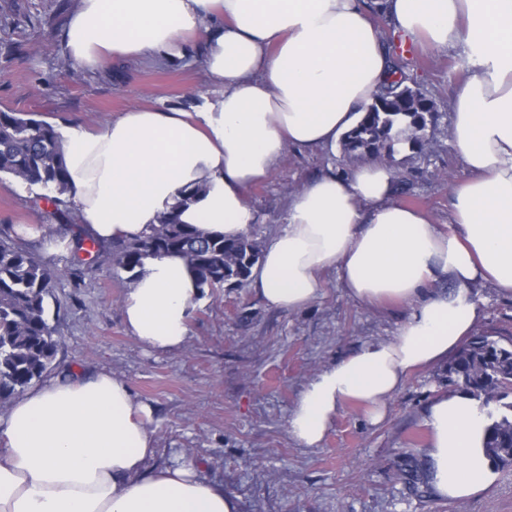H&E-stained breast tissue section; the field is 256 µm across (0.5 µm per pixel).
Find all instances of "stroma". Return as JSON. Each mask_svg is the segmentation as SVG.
<instances>
[{
	"instance_id": "35a3bbf8",
	"label": "stroma",
	"mask_w": 512,
	"mask_h": 512,
	"mask_svg": "<svg viewBox=\"0 0 512 512\" xmlns=\"http://www.w3.org/2000/svg\"><path fill=\"white\" fill-rule=\"evenodd\" d=\"M77 4L0 0V109L33 112L53 125L74 121L100 129L134 106L187 108L215 98L193 56L164 64L107 61L93 71L65 68L62 37ZM408 59L440 120L433 156L407 150L397 156L412 191L402 202L444 224L452 190L467 177L450 142L448 112L467 64L457 52L419 46ZM327 163L345 173L363 160L338 147L321 155L289 150L273 174L246 194L259 217L249 237L265 244L286 221L289 187L301 186ZM46 193L0 178V225L33 228L37 253L58 272L54 295L46 300L61 340L55 368L111 370L152 405L156 452L150 467L163 469L180 456L193 460L200 477L223 483L237 497L240 512H512V467L499 469L488 491L463 501L403 491L401 456L422 455L428 446L422 410L443 387V367L410 374L380 424L349 404L318 447H304L290 433L289 418L309 381L350 350L390 339L406 309L350 300L334 271L325 273L321 295L294 312L267 308L246 286L208 289L190 319L188 344L173 353L154 352L125 328L121 303L131 283L111 255H84L82 284L71 286L67 243L76 228L52 215ZM479 302L477 333L512 337V298L485 286Z\"/></svg>"
}]
</instances>
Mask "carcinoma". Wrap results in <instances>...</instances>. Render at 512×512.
I'll return each instance as SVG.
<instances>
[{"mask_svg":"<svg viewBox=\"0 0 512 512\" xmlns=\"http://www.w3.org/2000/svg\"><path fill=\"white\" fill-rule=\"evenodd\" d=\"M409 61L397 49L391 54L392 80L384 84L359 123L342 137L343 151L384 161L394 169L396 189H403L395 155L403 149L427 156L438 118L436 112L417 108L435 102L426 94L416 99L405 95ZM54 191L43 200L65 214L67 169L64 151L53 125L27 112L0 110V174ZM114 261L130 278L149 256L170 252L184 256L197 272L201 285L219 289L241 287L260 258L255 242L244 236L226 240L206 238L175 215L165 217L133 240L107 245ZM54 272L36 255L32 243L13 233V225H0V399L41 379L51 367L59 342L46 316L45 299L52 296ZM448 389H463L484 403L498 404L488 412L485 450L494 464L512 467V343L504 345L491 335H478L461 348L445 370ZM399 479L408 494L421 496L430 490L426 463L408 460Z\"/></svg>","mask_w":512,"mask_h":512,"instance_id":"cac0c4a2","label":"carcinoma"}]
</instances>
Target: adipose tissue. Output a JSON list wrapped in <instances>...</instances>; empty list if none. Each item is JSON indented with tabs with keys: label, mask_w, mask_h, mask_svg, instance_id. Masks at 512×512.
I'll return each instance as SVG.
<instances>
[{
	"label": "adipose tissue",
	"mask_w": 512,
	"mask_h": 512,
	"mask_svg": "<svg viewBox=\"0 0 512 512\" xmlns=\"http://www.w3.org/2000/svg\"><path fill=\"white\" fill-rule=\"evenodd\" d=\"M387 12L403 39L462 50L469 76L451 97V137L469 176L444 224L395 201V174L379 163L345 174L323 166L289 196L286 222L251 274L268 308L306 307L334 270L351 300L409 310L393 338L351 351L306 385L289 428L308 448L345 404L379 423L412 372L450 360L483 316L481 287L512 298V0H387ZM193 38L213 101L192 112L134 107L99 130L56 129L68 199L97 240L135 238L170 214L207 236L246 235L258 220L249 187L287 149L335 145L389 72L364 0H79L63 34L71 63L89 69L106 56L179 59ZM202 293L184 257L146 258L122 302L128 333L153 351L180 350ZM152 414L104 369L26 389L0 429V512H239L193 461L147 469ZM423 419L437 496L491 488L487 407L441 391Z\"/></svg>",
	"instance_id": "adipose-tissue-1"
}]
</instances>
